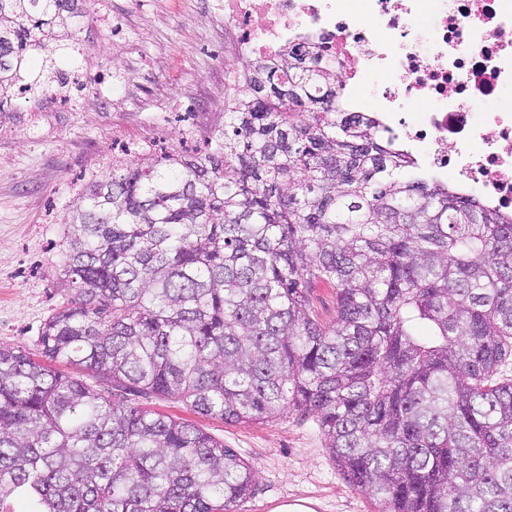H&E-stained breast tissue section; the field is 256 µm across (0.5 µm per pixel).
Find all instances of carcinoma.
Returning <instances> with one entry per match:
<instances>
[{
	"mask_svg": "<svg viewBox=\"0 0 512 512\" xmlns=\"http://www.w3.org/2000/svg\"><path fill=\"white\" fill-rule=\"evenodd\" d=\"M79 0H0V112ZM299 43L244 68L224 126L89 184L65 222V301L0 346V512H236L256 472L193 423L315 418L383 512H512V214L422 176ZM336 292V321L312 308ZM73 369L63 373L53 367ZM312 302L314 310L326 324H332L336 320V293L332 288H316Z\"/></svg>",
	"mask_w": 512,
	"mask_h": 512,
	"instance_id": "cac0c4a2",
	"label": "carcinoma"
}]
</instances>
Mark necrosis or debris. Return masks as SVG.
Masks as SVG:
<instances>
[{
  "mask_svg": "<svg viewBox=\"0 0 512 512\" xmlns=\"http://www.w3.org/2000/svg\"><path fill=\"white\" fill-rule=\"evenodd\" d=\"M224 24L240 59L314 44L419 172L512 214V112L485 108L512 93V0H224Z\"/></svg>",
  "mask_w": 512,
  "mask_h": 512,
  "instance_id": "4bbe7bcc",
  "label": "necrosis or debris"
}]
</instances>
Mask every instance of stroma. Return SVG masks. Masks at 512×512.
Segmentation results:
<instances>
[{"label":"stroma","instance_id":"obj_1","mask_svg":"<svg viewBox=\"0 0 512 512\" xmlns=\"http://www.w3.org/2000/svg\"><path fill=\"white\" fill-rule=\"evenodd\" d=\"M79 9L80 43L109 44L119 71L100 83L95 61H84L89 88L76 108L21 100L0 112V345L17 349L34 348L62 300L63 222L86 186L111 172L114 144L138 146L158 132L165 146L181 148L182 121L200 109L224 123L214 96L227 60L224 0H109L123 27L118 43L95 22L94 0ZM148 406L191 421L251 464L260 491L237 512L299 500L311 512H380L342 477L313 420L290 414L229 425L177 401Z\"/></svg>","mask_w":512,"mask_h":512}]
</instances>
